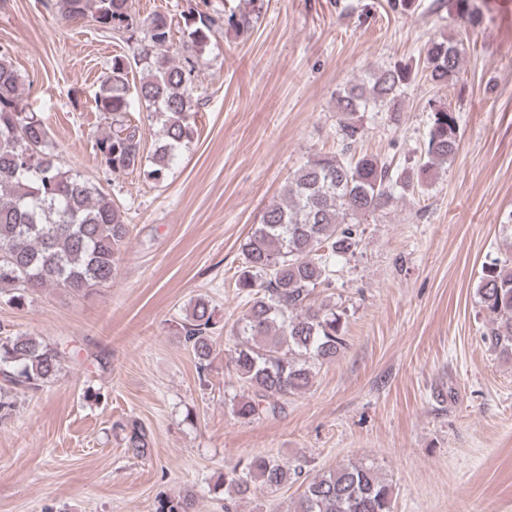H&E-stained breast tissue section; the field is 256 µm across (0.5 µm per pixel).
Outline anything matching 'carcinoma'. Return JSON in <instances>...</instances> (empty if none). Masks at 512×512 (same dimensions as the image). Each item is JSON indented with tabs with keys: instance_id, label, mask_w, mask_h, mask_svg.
Wrapping results in <instances>:
<instances>
[{
	"instance_id": "1",
	"label": "carcinoma",
	"mask_w": 512,
	"mask_h": 512,
	"mask_svg": "<svg viewBox=\"0 0 512 512\" xmlns=\"http://www.w3.org/2000/svg\"><path fill=\"white\" fill-rule=\"evenodd\" d=\"M228 15L189 7L182 22L156 12L140 19L132 0H56L61 15L90 21L133 44L132 57L115 55L94 97L107 128L95 142L100 165L112 174L139 170L158 183L167 179L180 149L190 141L196 120L193 78L196 59L213 34L228 27L242 37L254 32L261 6ZM461 18H480L474 0H456ZM186 34V56L169 55L176 29ZM462 56L450 36L433 37L424 71L435 86L457 81ZM139 81L129 78L132 67ZM418 69L396 63L371 69L336 92L337 149L316 155L293 172L281 201L269 205L241 246L234 281L242 306L239 342L227 350L233 373L246 393L231 400V414L244 422L281 412L288 398L306 389L313 369L347 348L346 312L337 304H315L316 289L335 287L336 264L354 255L361 243L359 224L432 179L459 148V117L445 103H425L429 123L420 156L395 168L374 154L355 153L366 135L365 114L384 112L399 121L403 98ZM159 125L151 154H144L141 119ZM39 113L23 104L19 75L0 51V298L21 307L50 288L90 296L112 283L130 238L120 207L110 194L80 173L65 170ZM485 313L483 341L505 354L512 351V244L485 263L477 285ZM221 330L215 308L205 297L190 307L181 335L200 380L215 355ZM65 348L58 341L0 335V419L12 415L14 396L37 393L63 370ZM124 451L137 459L151 455L152 432L132 419L122 425ZM300 483L295 512H393L394 490L374 468L349 462L314 477L304 467L286 465L257 453L224 468L213 489H224V512L252 489L277 491ZM156 512H196L185 495L157 500Z\"/></svg>"
}]
</instances>
